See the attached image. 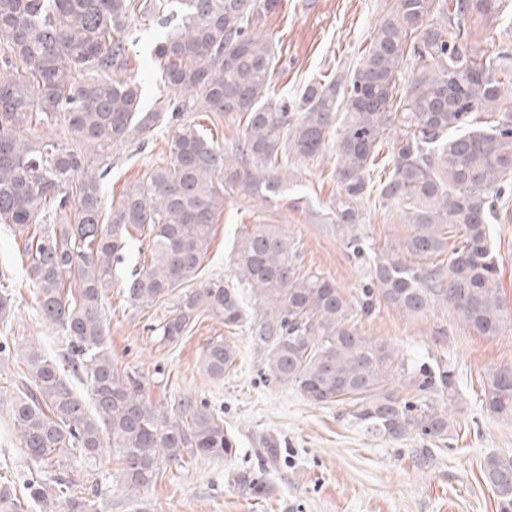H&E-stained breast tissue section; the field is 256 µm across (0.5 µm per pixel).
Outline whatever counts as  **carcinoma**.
<instances>
[{
  "instance_id": "obj_1",
  "label": "carcinoma",
  "mask_w": 512,
  "mask_h": 512,
  "mask_svg": "<svg viewBox=\"0 0 512 512\" xmlns=\"http://www.w3.org/2000/svg\"><path fill=\"white\" fill-rule=\"evenodd\" d=\"M280 0H0V224L23 238L26 273L41 316L66 336L57 359L37 346L23 354L26 375L10 401L17 438L44 467L71 452L99 459L112 449L129 489L153 484L160 463L224 459L236 440L224 419L189 396L161 409L143 395L144 376L112 363L103 299L130 247L146 242L123 297L150 308L196 276L224 206V194H281L289 159L335 146L339 192L326 213L343 243L365 261L354 305L334 279L298 264L294 239L277 224H254L233 247L236 275L259 309L247 316L238 290L216 281L180 293L174 314L152 327L176 343L206 315L246 329L264 346L270 372L314 404L344 408L363 434L391 441L445 440L453 427L433 396L455 395L446 365H420L402 398L388 387L394 352L357 331L384 304L410 320L450 306L483 336L504 322L488 226L512 187V50L487 54L468 44L478 22L512 17V0H385L378 26L349 72L303 86L289 101L271 98L279 62L263 30ZM152 16L168 28L152 50L162 88L143 107L132 74L127 30ZM411 78L401 85V65ZM214 124L242 123L230 151L185 112ZM175 126L168 159L153 165L109 209L101 183L109 149L145 143ZM62 128L65 141L36 130ZM397 138L376 182L371 170L388 134ZM394 203L409 233L367 253L362 201ZM236 348L218 339L200 370L221 380ZM86 386L75 392L72 378ZM482 402L512 417V368L486 376ZM483 476L512 512V456L486 458ZM45 476L27 484L35 503L95 512ZM15 488L0 483V512H22Z\"/></svg>"
}]
</instances>
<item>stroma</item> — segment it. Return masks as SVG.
<instances>
[{
	"mask_svg": "<svg viewBox=\"0 0 512 512\" xmlns=\"http://www.w3.org/2000/svg\"><path fill=\"white\" fill-rule=\"evenodd\" d=\"M383 0H281L265 30L280 56L274 77L276 94L295 97L303 85L354 64L368 46ZM135 42L134 73L145 100H152L158 80L150 52L164 36L155 19L137 20L129 29ZM173 128H158L145 146L112 149V170L102 186L103 203L118 201L150 165L168 153ZM334 151L289 167L288 187L277 199L225 196L213 239L189 287L205 288L221 280L236 285L232 246L254 224H278L294 238L302 267L335 279L350 302H358L365 269L346 250L335 225L323 215L338 193L329 172ZM406 219L393 204L367 203L360 233L379 248L402 240ZM489 247L497 259L506 301L500 335L478 334L452 308L439 307L423 321H412L396 310L377 306L361 318L363 336L387 343L405 364L448 363L454 370L456 395L449 412L455 429L448 439L388 441L364 435L339 408L316 405L292 385L274 379L266 353L246 331L229 333L223 323L204 318L175 345L160 343L153 324L173 313L176 297L150 308L130 305L119 282L107 292L105 318L112 361L122 371L145 376L144 393L155 406L170 407L189 394L205 402L224 420L237 440L235 456L202 458L181 465L162 464L152 486L129 492L121 486L115 458L87 462L70 456L61 475L93 501L96 512H136L149 503L151 512H499L498 497L483 477L486 457L512 454V419L482 405L485 377L492 369L512 367V214L491 225ZM23 243L0 225V286L12 289V308L0 320V339L10 348L0 353V480L22 487L38 464L22 448L10 420L8 401L16 367L25 347L41 345L56 351L61 332L42 322L35 292L20 261ZM444 339H437L436 328ZM224 337L238 352L223 380L199 369V356L209 340ZM279 450L270 462L267 447ZM429 448L422 457L421 448ZM246 475L264 492L253 495L237 481Z\"/></svg>",
	"mask_w": 512,
	"mask_h": 512,
	"instance_id": "obj_1",
	"label": "stroma"
}]
</instances>
